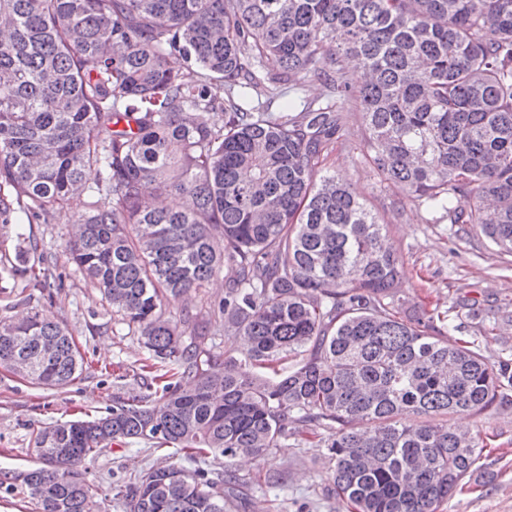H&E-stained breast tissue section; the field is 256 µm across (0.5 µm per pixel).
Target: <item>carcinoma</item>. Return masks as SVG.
<instances>
[{"instance_id":"carcinoma-1","label":"carcinoma","mask_w":512,"mask_h":512,"mask_svg":"<svg viewBox=\"0 0 512 512\" xmlns=\"http://www.w3.org/2000/svg\"><path fill=\"white\" fill-rule=\"evenodd\" d=\"M312 81L323 98L269 111ZM351 102L381 180L512 256V0H0V232L81 225L68 260L150 352L155 395L37 430L41 467L15 479L39 512H99L79 467L128 439L189 461L130 475L129 512H226L249 487L233 459L308 434L353 512H438L462 487L483 444L403 416L512 406V359L401 316L386 225L320 170ZM17 238L0 292L23 304L56 258L24 265L40 244ZM220 274L224 298L178 306ZM83 362L38 313L0 319V368L58 389Z\"/></svg>"}]
</instances>
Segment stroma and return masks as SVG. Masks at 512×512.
Returning a JSON list of instances; mask_svg holds the SVG:
<instances>
[{
    "mask_svg": "<svg viewBox=\"0 0 512 512\" xmlns=\"http://www.w3.org/2000/svg\"><path fill=\"white\" fill-rule=\"evenodd\" d=\"M342 125L343 135L326 165L387 225L404 263L399 295L406 315L446 312L456 298L475 303L479 320L459 318L457 337L467 339L488 327L491 334L482 345L488 361L512 358V257L501 255L471 225L437 222L435 213L419 206L413 196L382 181L366 161V132L358 107L345 108ZM17 230L34 233L44 250L55 255L63 285L50 294L34 293L24 306L0 293V318L40 312L59 322L88 360L81 375L62 389H45L0 370V512H37L14 479L40 464L33 444L36 431L55 422L107 414L115 397L144 393L142 365L148 352L136 336L114 328L112 309L99 289L68 262L64 247L71 237L70 224H21ZM466 422L480 433L484 455L440 512H512V408H490ZM324 454L313 438L300 445L289 441L269 456L237 462L240 477L267 474L280 481L271 489L262 485L250 490L246 512H347L342 501L322 496L329 481ZM175 460L171 451L133 440L103 449L86 460L83 469L98 488L101 512H125L116 486L132 472Z\"/></svg>",
    "mask_w": 512,
    "mask_h": 512,
    "instance_id": "35a3bbf8",
    "label": "stroma"
}]
</instances>
